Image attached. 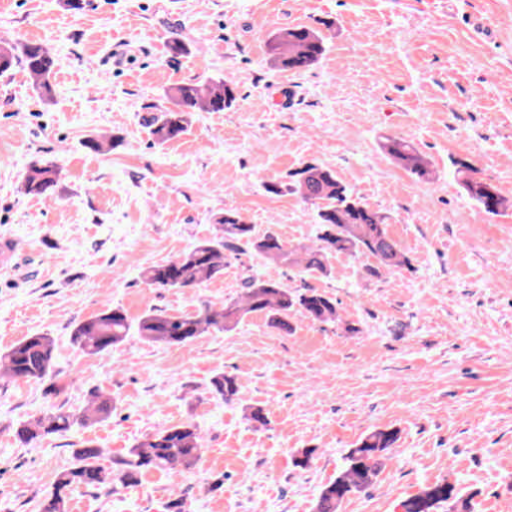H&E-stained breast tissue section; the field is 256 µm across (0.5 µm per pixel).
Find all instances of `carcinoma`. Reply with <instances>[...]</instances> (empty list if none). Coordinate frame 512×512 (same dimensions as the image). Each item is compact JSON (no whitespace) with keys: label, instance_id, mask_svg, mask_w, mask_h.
Returning a JSON list of instances; mask_svg holds the SVG:
<instances>
[{"label":"carcinoma","instance_id":"cac0c4a2","mask_svg":"<svg viewBox=\"0 0 512 512\" xmlns=\"http://www.w3.org/2000/svg\"><path fill=\"white\" fill-rule=\"evenodd\" d=\"M323 28L294 26L279 29L266 42V52L274 64L293 73H304L316 66L327 50ZM21 66L33 87L47 99L52 97V79L58 65L57 55L41 43L0 40V75ZM168 98L173 106L151 120L152 135L162 145L179 139L188 129L196 112H222L237 98L234 82L222 77L203 84L187 82L171 88ZM118 138L91 136L83 146L94 153H106ZM383 148L407 173L419 181L434 179L427 158L409 140L388 137ZM464 180L467 195L488 215H497L512 207L490 182L472 175ZM61 170L48 159L31 161L25 171L22 189L27 195L53 200ZM287 189L316 211L319 233L313 247L288 245L272 232L263 234L236 211L226 210L217 218V233L201 240L173 260L153 264L141 271V280L150 288H201L224 275V253L251 248L270 262L295 267L298 272L328 271L329 257L348 254L373 261L366 266L375 276L380 270H397L410 265L400 243L390 234L385 217L355 197L337 177L336 172L314 162H304L288 174ZM251 314H261L267 323L284 333H291L292 316L299 314L315 323H341L336 302L314 289L293 290L288 285L260 276L245 280L240 296L231 301H203L191 314H171L152 309L137 322L129 320L120 307H110L93 317L74 323L70 344L85 356H97L129 339L138 337L146 343L184 347L210 333L231 332ZM55 339L34 333L0 353V374L13 380L49 382L48 391L57 394L65 388L55 370ZM211 393L226 401L238 395L233 377L218 373L211 378ZM114 409L112 394L95 391L86 406L70 411L62 407L21 422L14 431L23 446L51 436H62L73 429L88 428L108 418ZM399 440L396 429H377L362 437L344 457L336 477L321 490L314 512H340L345 499L375 484L389 449ZM204 437L197 424L185 421L146 436L130 448L113 466L101 464L103 449L91 440L73 449V464L60 471L40 502V512H68L69 497L78 488H110L115 483L130 485L149 470H189L202 455ZM402 512H472L471 500L461 495L456 484L442 481L426 486L420 493L401 503Z\"/></svg>","mask_w":512,"mask_h":512}]
</instances>
